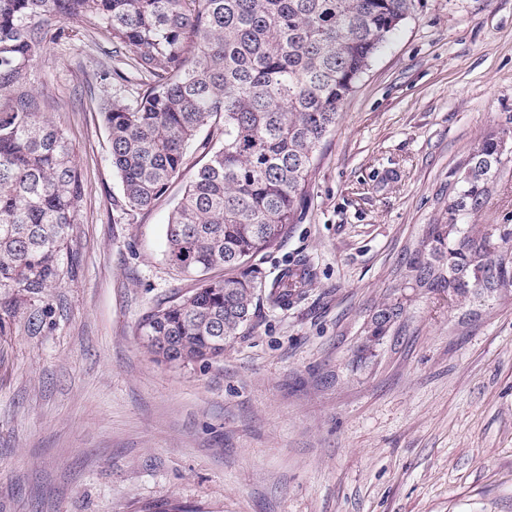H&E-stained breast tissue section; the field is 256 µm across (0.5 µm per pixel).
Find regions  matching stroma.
I'll return each mask as SVG.
<instances>
[{
    "label": "stroma",
    "instance_id": "1",
    "mask_svg": "<svg viewBox=\"0 0 512 512\" xmlns=\"http://www.w3.org/2000/svg\"><path fill=\"white\" fill-rule=\"evenodd\" d=\"M110 67L130 83H100ZM31 78L84 195L41 334H0V512H512V295L471 319L398 275L477 141L512 129V0H417L341 106L287 238L255 259L270 280L306 260L307 294L258 300L208 367L157 363L137 336L197 286L165 228L199 151L128 216L100 108L143 91L129 55L87 28L48 41ZM466 221L512 224V162ZM399 292L403 326L365 346Z\"/></svg>",
    "mask_w": 512,
    "mask_h": 512
}]
</instances>
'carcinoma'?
<instances>
[{"label": "carcinoma", "mask_w": 512, "mask_h": 512, "mask_svg": "<svg viewBox=\"0 0 512 512\" xmlns=\"http://www.w3.org/2000/svg\"><path fill=\"white\" fill-rule=\"evenodd\" d=\"M414 2L0 0V312L40 332L83 196L74 150L30 81L49 32L104 28L149 78L135 101L114 97L101 110L126 214L166 192L200 132L224 136L218 147L199 143L205 162L166 225L169 265L198 287L158 304L138 327L158 361L208 366L251 322L255 300L283 309L306 293V264L268 282L253 260L287 236L340 107ZM511 134L473 147L448 183L441 220L406 248L402 287L451 291L459 308L512 293V224L463 222L489 204ZM217 268L224 277L210 276ZM404 313L399 297L379 305L369 342Z\"/></svg>", "instance_id": "carcinoma-1"}]
</instances>
